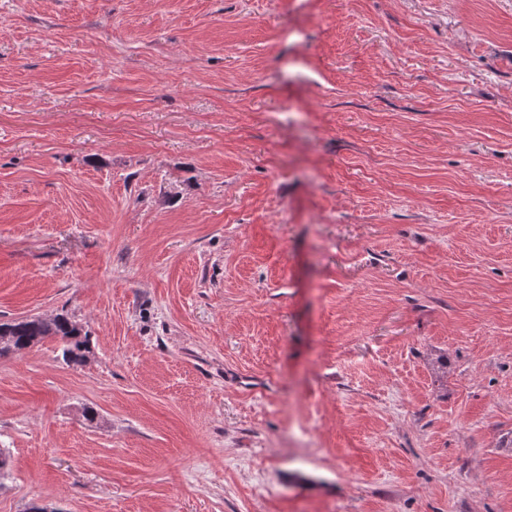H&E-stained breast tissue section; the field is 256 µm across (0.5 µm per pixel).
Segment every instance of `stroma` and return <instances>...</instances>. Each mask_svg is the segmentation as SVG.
<instances>
[{
  "mask_svg": "<svg viewBox=\"0 0 512 512\" xmlns=\"http://www.w3.org/2000/svg\"><path fill=\"white\" fill-rule=\"evenodd\" d=\"M58 314L0 512H512V0H0V322Z\"/></svg>",
  "mask_w": 512,
  "mask_h": 512,
  "instance_id": "stroma-1",
  "label": "stroma"
}]
</instances>
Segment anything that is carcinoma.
Wrapping results in <instances>:
<instances>
[{
  "label": "carcinoma",
  "mask_w": 512,
  "mask_h": 512,
  "mask_svg": "<svg viewBox=\"0 0 512 512\" xmlns=\"http://www.w3.org/2000/svg\"><path fill=\"white\" fill-rule=\"evenodd\" d=\"M0 336L8 337L0 345V357L33 347L48 337H58L63 342V361L69 366L85 363L83 350L89 346L88 336L65 316H56L48 321L32 318L0 323Z\"/></svg>",
  "instance_id": "obj_1"
}]
</instances>
